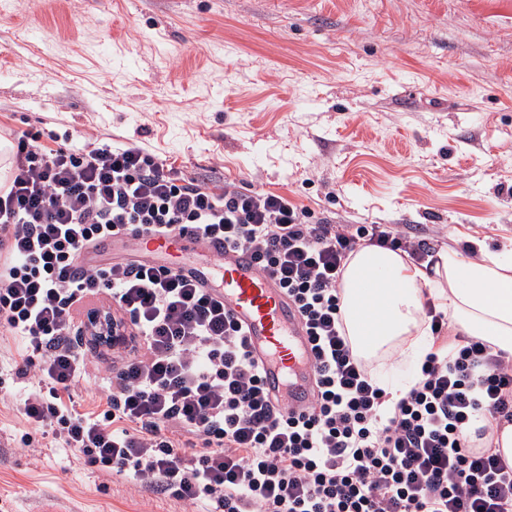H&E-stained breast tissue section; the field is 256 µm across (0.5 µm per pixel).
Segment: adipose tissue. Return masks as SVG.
Wrapping results in <instances>:
<instances>
[{
	"instance_id": "1",
	"label": "adipose tissue",
	"mask_w": 512,
	"mask_h": 512,
	"mask_svg": "<svg viewBox=\"0 0 512 512\" xmlns=\"http://www.w3.org/2000/svg\"><path fill=\"white\" fill-rule=\"evenodd\" d=\"M340 295L347 332L364 359L399 348L421 364L430 338L428 297L464 335L512 356V262L482 245L469 255L438 251L427 269L399 252L361 247L345 267Z\"/></svg>"
}]
</instances>
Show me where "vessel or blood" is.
Wrapping results in <instances>:
<instances>
[{
	"mask_svg": "<svg viewBox=\"0 0 512 512\" xmlns=\"http://www.w3.org/2000/svg\"><path fill=\"white\" fill-rule=\"evenodd\" d=\"M150 250L193 252L207 248L221 276L215 291L244 327L252 351L261 359L266 388L292 407L312 399L311 345L296 309L273 279L262 273L251 254L204 242L184 232L152 239Z\"/></svg>",
	"mask_w": 512,
	"mask_h": 512,
	"instance_id": "b4317fda",
	"label": "vessel or blood"
}]
</instances>
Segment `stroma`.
<instances>
[{
  "mask_svg": "<svg viewBox=\"0 0 512 512\" xmlns=\"http://www.w3.org/2000/svg\"><path fill=\"white\" fill-rule=\"evenodd\" d=\"M512 260V0H0V133ZM28 447H18L22 433ZM0 512H186L0 402Z\"/></svg>",
  "mask_w": 512,
  "mask_h": 512,
  "instance_id": "obj_1",
  "label": "stroma"
}]
</instances>
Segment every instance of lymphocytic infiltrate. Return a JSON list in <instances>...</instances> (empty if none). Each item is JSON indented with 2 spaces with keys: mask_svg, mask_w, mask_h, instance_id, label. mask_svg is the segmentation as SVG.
Returning <instances> with one entry per match:
<instances>
[{
  "mask_svg": "<svg viewBox=\"0 0 512 512\" xmlns=\"http://www.w3.org/2000/svg\"><path fill=\"white\" fill-rule=\"evenodd\" d=\"M0 186V329L41 364H11L27 423L94 467L206 512H512V463L485 439L512 418V357L450 336L428 304L436 347L398 398L353 348L339 284L362 245L417 263L425 242L388 224L309 222L287 196L182 182L144 148L86 139L56 150L15 134ZM194 230L252 253L300 312L314 397L285 409L222 300L145 260L82 264L81 252ZM108 295L110 304L94 306ZM100 413L70 397L91 371Z\"/></svg>",
  "mask_w": 512,
  "mask_h": 512,
  "instance_id": "1",
  "label": "lymphocytic infiltrate"
}]
</instances>
